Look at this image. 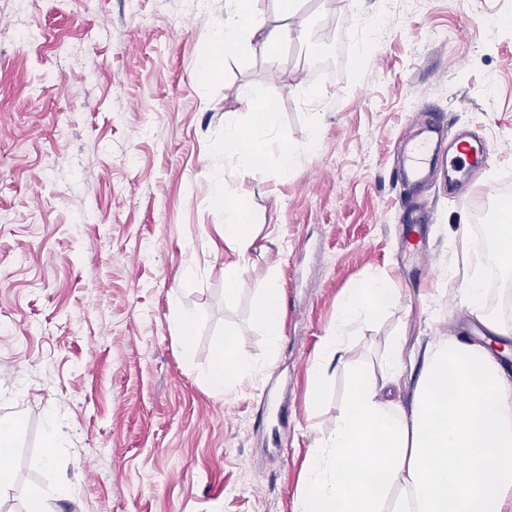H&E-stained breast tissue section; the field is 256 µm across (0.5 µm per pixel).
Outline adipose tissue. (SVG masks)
<instances>
[{"mask_svg":"<svg viewBox=\"0 0 512 512\" xmlns=\"http://www.w3.org/2000/svg\"><path fill=\"white\" fill-rule=\"evenodd\" d=\"M267 19L261 0H227L224 21L212 35L213 53L198 69L201 83L217 76L215 63L256 46L275 51L298 15V0H275ZM270 108L224 115V155L243 171L258 167L274 142ZM224 210V244L243 257L257 236L243 201L227 189L213 193ZM399 301L385 278L350 289L337 310L336 329L324 341L327 362L343 360L344 342L357 324L379 317ZM461 304L493 336L512 338V322L490 316L480 273L463 280ZM414 373L409 405L388 398L394 375ZM245 373L229 347H219L205 377L218 393ZM346 408L329 438L315 449L308 490L297 512H512V378L493 349L451 336L403 356L400 346L382 358L378 372L349 371Z\"/></svg>","mask_w":512,"mask_h":512,"instance_id":"obj_1","label":"adipose tissue"}]
</instances>
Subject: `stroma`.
I'll return each mask as SVG.
<instances>
[{
	"label": "stroma",
	"mask_w": 512,
	"mask_h": 512,
	"mask_svg": "<svg viewBox=\"0 0 512 512\" xmlns=\"http://www.w3.org/2000/svg\"><path fill=\"white\" fill-rule=\"evenodd\" d=\"M225 7L0 0V416L19 420L0 512H30L39 487L57 489L56 512H295L347 404V365L377 367L398 339L409 353L475 336L449 236L492 173H512V0H302L277 52L225 58L203 85ZM248 86L274 110L278 145L259 170L215 169ZM431 115L497 154L420 197L434 221L417 255L394 152ZM288 146L302 153L285 168ZM220 180L257 232L231 298ZM375 276L398 305L316 375L339 303ZM272 285L273 354L254 315ZM228 339L248 370L218 394L205 371Z\"/></svg>",
	"instance_id": "35a3bbf8"
}]
</instances>
